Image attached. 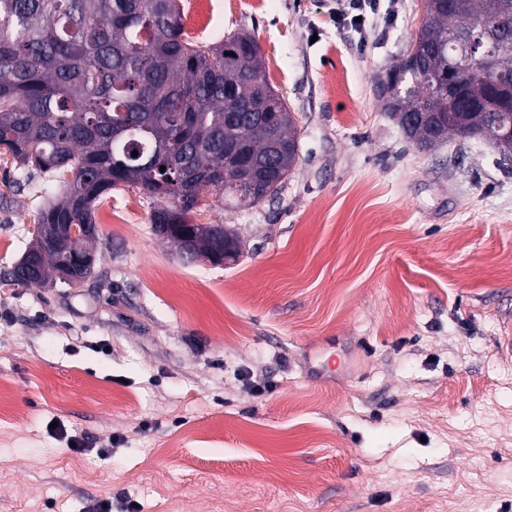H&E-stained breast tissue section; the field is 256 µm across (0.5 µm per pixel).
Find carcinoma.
<instances>
[{"mask_svg":"<svg viewBox=\"0 0 512 512\" xmlns=\"http://www.w3.org/2000/svg\"><path fill=\"white\" fill-rule=\"evenodd\" d=\"M512 0H425L406 57L380 79L384 109L422 150L456 135L512 159ZM194 114L181 126V113ZM138 152L132 156V152ZM39 171L53 190L40 224H95L97 202L136 186L160 201L154 231L213 261L219 235L194 224L186 198L225 207L276 195L298 159V128L270 86L254 37L186 41L178 0H0V153ZM224 170L222 183L211 181ZM224 260L239 255L223 228ZM65 254L46 250L44 273Z\"/></svg>","mask_w":512,"mask_h":512,"instance_id":"carcinoma-1","label":"carcinoma"}]
</instances>
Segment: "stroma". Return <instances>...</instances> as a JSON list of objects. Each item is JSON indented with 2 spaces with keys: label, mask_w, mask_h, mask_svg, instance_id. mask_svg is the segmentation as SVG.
<instances>
[{
  "label": "stroma",
  "mask_w": 512,
  "mask_h": 512,
  "mask_svg": "<svg viewBox=\"0 0 512 512\" xmlns=\"http://www.w3.org/2000/svg\"><path fill=\"white\" fill-rule=\"evenodd\" d=\"M348 4L179 2L189 41L256 38L299 131L275 198L192 215L236 262L183 261L124 185L82 286L8 284L49 194L0 160V512H512V173L384 112L425 0Z\"/></svg>",
  "instance_id": "35a3bbf8"
}]
</instances>
